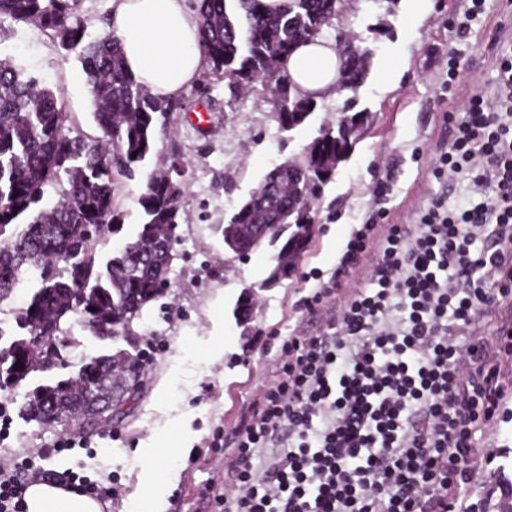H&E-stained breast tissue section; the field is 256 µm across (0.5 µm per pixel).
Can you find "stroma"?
Instances as JSON below:
<instances>
[{
	"instance_id": "stroma-1",
	"label": "stroma",
	"mask_w": 512,
	"mask_h": 512,
	"mask_svg": "<svg viewBox=\"0 0 512 512\" xmlns=\"http://www.w3.org/2000/svg\"><path fill=\"white\" fill-rule=\"evenodd\" d=\"M400 4L347 0L324 35L347 37L366 54L365 79L357 90L341 87L336 98L318 101L308 121L295 129L279 126L273 94L261 83L234 99L224 80L204 72L182 93L184 111L157 135L144 166L133 179H118L116 204L123 224L98 246L108 258L136 235L147 175L166 169L171 154H178L185 194L167 294L134 322L136 341L103 339L73 328L69 367L33 374L29 384L74 375L86 355L145 350L151 336L162 337L165 348L143 369L136 401L126 404L110 426L90 434L95 458L80 448L55 453L65 435L63 426L23 416L20 389L0 390V404L6 405L11 420L10 437L0 451L47 448L46 468L62 471L83 464L117 472L123 492L113 501L112 512H129L152 486L158 489L160 512H215L202 496L203 489L224 479L215 464L222 451L211 447L212 435L248 417L259 389L279 377L281 346L288 337L319 329L323 314L308 313L302 301L317 289L333 287L352 232L371 221L410 224L431 199L444 194L453 201L472 192L462 174L453 189H446L433 178L430 164L448 136L446 113L459 112L475 90L495 95L496 58L512 53V0H485L463 35L457 26L468 0H432L429 13L413 29L401 23ZM0 43L17 47L20 68L43 78L63 100L70 114L69 136H99L78 49H64L36 25L9 20L0 24ZM394 55L402 56L403 67L396 86L387 89L377 73ZM347 105L365 112L369 127L312 207L318 232L295 276L264 287L274 267V248L265 246L247 259H236L226 250L220 227L273 165L300 155L320 127L336 124ZM249 285L256 288L254 316L242 325L233 311ZM493 432L507 439V446L496 449L492 462L480 463L475 484L460 495L463 504H478L479 512H500L496 483L512 481V403L500 408L492 430L478 431L475 437L484 444ZM154 448L169 454L158 484L145 456Z\"/></svg>"
}]
</instances>
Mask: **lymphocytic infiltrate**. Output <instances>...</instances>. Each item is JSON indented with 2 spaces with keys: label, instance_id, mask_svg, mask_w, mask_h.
I'll return each mask as SVG.
<instances>
[{
  "label": "lymphocytic infiltrate",
  "instance_id": "obj_1",
  "mask_svg": "<svg viewBox=\"0 0 512 512\" xmlns=\"http://www.w3.org/2000/svg\"><path fill=\"white\" fill-rule=\"evenodd\" d=\"M498 66L499 97L464 103L431 169L442 181L467 173L480 202L452 211L440 199L417 223L357 230L336 273L368 257L367 281L337 304L328 288L304 299L329 307L327 330L284 342L280 378L234 427L227 480L205 490L224 512H456L489 454L473 436L503 398L496 359L512 353L511 330L493 343L480 330L512 302V58ZM115 480L17 453L0 459V512H24L36 482L104 505L119 495Z\"/></svg>",
  "mask_w": 512,
  "mask_h": 512
}]
</instances>
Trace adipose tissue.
Masks as SVG:
<instances>
[{
    "instance_id": "ef3b65f1",
    "label": "adipose tissue",
    "mask_w": 512,
    "mask_h": 512,
    "mask_svg": "<svg viewBox=\"0 0 512 512\" xmlns=\"http://www.w3.org/2000/svg\"><path fill=\"white\" fill-rule=\"evenodd\" d=\"M112 29L124 66L157 98L177 97L199 76L205 62L197 47L198 16L187 0H111ZM304 96H336L339 57L332 41L317 37L300 44L283 62ZM26 512H101L97 500L37 483L24 493Z\"/></svg>"
}]
</instances>
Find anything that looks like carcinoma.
I'll list each match as a JSON object with an SVG mask.
<instances>
[{
	"instance_id": "cac0c4a2",
	"label": "carcinoma",
	"mask_w": 512,
	"mask_h": 512,
	"mask_svg": "<svg viewBox=\"0 0 512 512\" xmlns=\"http://www.w3.org/2000/svg\"><path fill=\"white\" fill-rule=\"evenodd\" d=\"M82 0H0V20L32 23L57 37L66 49L82 46L79 60L92 100L98 138L65 134L68 113L52 89L35 76H22L15 59H0V302L27 275L37 288L15 316L9 353L0 361V387L18 390L32 374L66 368L72 345L63 325L74 320L95 336L133 333L134 320L159 299L158 284L168 278L167 245L182 220L184 188L165 173L147 176L140 197L143 221L135 239L124 243L104 265L96 260L99 242L119 231L114 175L134 177L151 153L157 133L169 124L175 106L151 96L125 69L117 39L83 43L88 22ZM199 19L198 50L211 73L229 87L279 80L274 107L278 124L303 125L316 108L297 94L282 61L302 40L322 34L332 0H288L270 10L263 0H194ZM364 55L341 70L342 85L355 89L364 80ZM364 116L350 114L343 131L318 135L298 157L277 164L283 177L267 173L229 221L221 226L224 245L235 240L240 224L259 234L265 224L281 225L273 271L297 267L313 232L289 214L295 205L316 199L308 182L329 183L364 130ZM136 158H131V155ZM60 186L58 198H46ZM141 355L118 350L86 355L75 375L41 384L27 392L22 414L29 420L74 422L85 432L112 424V413L85 416L92 401L88 386L109 393L123 381L121 365L137 374Z\"/></svg>"
}]
</instances>
